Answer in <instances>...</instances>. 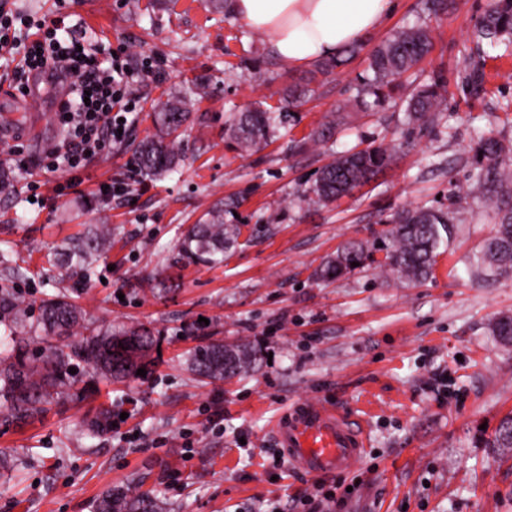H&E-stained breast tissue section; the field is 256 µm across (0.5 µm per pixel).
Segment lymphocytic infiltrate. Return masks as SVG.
Returning a JSON list of instances; mask_svg holds the SVG:
<instances>
[{"label":"lymphocytic infiltrate","instance_id":"f902f5d3","mask_svg":"<svg viewBox=\"0 0 512 512\" xmlns=\"http://www.w3.org/2000/svg\"><path fill=\"white\" fill-rule=\"evenodd\" d=\"M35 37L22 43V67L14 69L18 87L29 73H50L69 82V93L55 114L65 132L63 149L48 152L43 168H66L74 174L107 147L122 142L137 98L130 85L129 58L102 54L85 47L80 38L67 36L65 17L34 22Z\"/></svg>","mask_w":512,"mask_h":512}]
</instances>
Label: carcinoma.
Returning <instances> with one entry per match:
<instances>
[{
  "label": "carcinoma",
  "instance_id": "cac0c4a2",
  "mask_svg": "<svg viewBox=\"0 0 512 512\" xmlns=\"http://www.w3.org/2000/svg\"><path fill=\"white\" fill-rule=\"evenodd\" d=\"M478 40L495 49L512 44V0H492L476 26ZM433 30L425 22L398 27L373 52L366 74L361 76L354 100L367 107V98L378 102L397 86V81L416 69L433 48ZM347 63L338 56L320 61L298 83L288 86L291 102L300 104L311 92L310 85L325 84L335 70ZM439 79L418 84L406 100L405 112L414 125H430L443 111L438 92ZM190 97L176 93L161 104L155 115L157 132L145 137L135 148L136 160L149 178L160 176L179 165L177 132L187 121ZM288 123V112L275 110L263 101L244 112H231L224 135L240 151L253 153ZM478 172L471 177L463 198H483L494 205V233L485 241L478 261L494 275L512 277V144L491 131L476 135ZM391 149L369 144L364 148L337 153L323 166L313 185L305 189L300 202L306 206L329 205L352 193L387 168ZM392 225L390 245L377 268L387 279L411 285L433 272L439 250L448 247L454 235L451 209L417 207L398 210L386 219ZM241 225L224 220V209L207 213L205 220L190 227L179 243L182 258L208 266L224 263V251L240 246ZM112 248V227L99 224L87 229L65 250L62 263L87 279L99 258ZM368 255L357 243H349L317 270L322 280L340 278L352 271L351 263L364 264ZM26 309L8 286H0V315L24 316ZM43 346L36 356L28 355L27 339L12 340L0 353V421L25 424L42 418L58 404L75 384L69 373L71 361L85 363L107 382L129 380L154 362V339L150 331L130 326L118 333L102 332L86 323L69 296L53 294L40 307L39 324ZM256 362L246 345L226 347L209 343L194 350L191 370L200 378L221 380L245 373ZM110 410L101 405L87 422L89 434L105 431ZM166 502L151 498L134 487H111L92 503V512H165Z\"/></svg>",
  "mask_w": 512,
  "mask_h": 512
}]
</instances>
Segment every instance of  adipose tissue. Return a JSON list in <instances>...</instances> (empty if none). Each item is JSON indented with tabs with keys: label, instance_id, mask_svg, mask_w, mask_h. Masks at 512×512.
<instances>
[{
	"label": "adipose tissue",
	"instance_id": "adipose-tissue-1",
	"mask_svg": "<svg viewBox=\"0 0 512 512\" xmlns=\"http://www.w3.org/2000/svg\"><path fill=\"white\" fill-rule=\"evenodd\" d=\"M398 0H233L251 30L291 65L313 64L362 43L396 11Z\"/></svg>",
	"mask_w": 512,
	"mask_h": 512
}]
</instances>
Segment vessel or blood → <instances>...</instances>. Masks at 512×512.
<instances>
[{
	"label": "vessel or blood",
	"instance_id": "obj_1",
	"mask_svg": "<svg viewBox=\"0 0 512 512\" xmlns=\"http://www.w3.org/2000/svg\"><path fill=\"white\" fill-rule=\"evenodd\" d=\"M277 444L289 462L310 474H331L349 467L365 448L364 434L344 416L320 405L296 407L275 428Z\"/></svg>",
	"mask_w": 512,
	"mask_h": 512
}]
</instances>
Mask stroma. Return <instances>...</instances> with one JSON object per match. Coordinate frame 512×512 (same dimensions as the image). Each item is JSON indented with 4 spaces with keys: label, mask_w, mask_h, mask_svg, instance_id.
<instances>
[{
    "label": "stroma",
    "mask_w": 512,
    "mask_h": 512,
    "mask_svg": "<svg viewBox=\"0 0 512 512\" xmlns=\"http://www.w3.org/2000/svg\"><path fill=\"white\" fill-rule=\"evenodd\" d=\"M489 2L449 0L447 13L430 20L436 38L422 69L443 78L439 122L405 124L399 86L371 110L346 112L350 136L295 146L355 96L373 50L417 19L421 0H398L280 138L242 156L224 137L227 112L257 100L282 105L285 88L309 68L283 63L235 15L203 0H0L37 19L66 10L91 44L153 64L133 77L140 110L124 142L88 165L80 193H49L40 206L30 202L33 184L65 174L38 167L46 148L28 129L61 144L54 114L63 88L48 81L38 112L0 104V124L16 127L12 141L0 139V168L17 186L0 196V253L24 269L11 287L30 319L46 294L64 288L90 322L144 327L160 348L146 375L126 382L105 383L76 364L81 394L35 424L0 423V455L18 462L17 472L0 471V512H91L99 493L124 484L163 499L170 512H302L303 493L335 475L291 465L275 475L265 454L276 445L275 424L301 403L341 411L366 435L362 457L345 473L362 483L331 512H512V448L492 445L512 416V345L492 333L512 315V279L477 268L494 208L461 197L476 166V129L512 140V112L504 109L512 83L503 79L512 54L484 59L472 36ZM200 81L207 93L183 128V166L159 180L132 176L134 147L155 130V105ZM362 141L394 148L392 165L335 205H300L298 191L331 154ZM17 151L29 170L13 169ZM124 178L125 198L96 196L99 182ZM231 199L233 221L247 226L251 243L216 267H172L187 228ZM451 205L460 221L432 278L415 286L381 279L375 262L389 242L381 216ZM96 224L111 225L112 249L85 284L51 260ZM350 241L373 248L372 262L333 282L318 279L321 263ZM215 340L254 347L253 370L199 384L187 359ZM104 402L129 417L87 437L83 423ZM130 433L139 444L126 442Z\"/></svg>",
    "instance_id": "1"
}]
</instances>
